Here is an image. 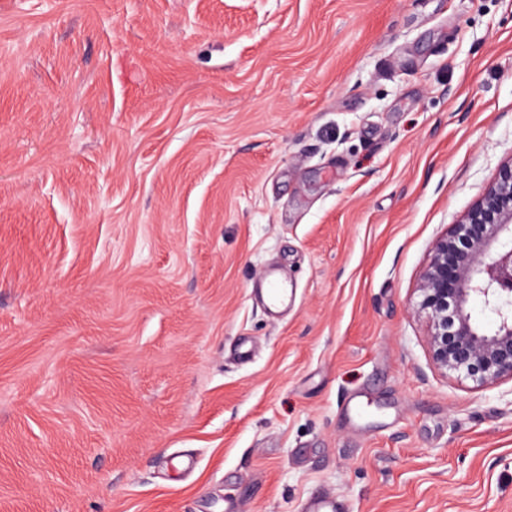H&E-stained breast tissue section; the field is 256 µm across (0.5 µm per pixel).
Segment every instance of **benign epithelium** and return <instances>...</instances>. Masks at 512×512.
Masks as SVG:
<instances>
[{
    "instance_id": "benign-epithelium-1",
    "label": "benign epithelium",
    "mask_w": 512,
    "mask_h": 512,
    "mask_svg": "<svg viewBox=\"0 0 512 512\" xmlns=\"http://www.w3.org/2000/svg\"><path fill=\"white\" fill-rule=\"evenodd\" d=\"M418 292V307L430 318L428 350L438 371L479 387L512 382V158L437 239ZM473 296L496 314L493 330L472 319Z\"/></svg>"
}]
</instances>
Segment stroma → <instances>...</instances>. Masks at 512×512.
<instances>
[{"mask_svg":"<svg viewBox=\"0 0 512 512\" xmlns=\"http://www.w3.org/2000/svg\"><path fill=\"white\" fill-rule=\"evenodd\" d=\"M509 158L512 0H0V512H512L415 311ZM261 280L265 284L264 291L271 309H278L288 304L289 290L286 284L275 278L270 272H265ZM347 503L333 492H324L306 501L305 512H347Z\"/></svg>","mask_w":512,"mask_h":512,"instance_id":"1","label":"stroma"}]
</instances>
